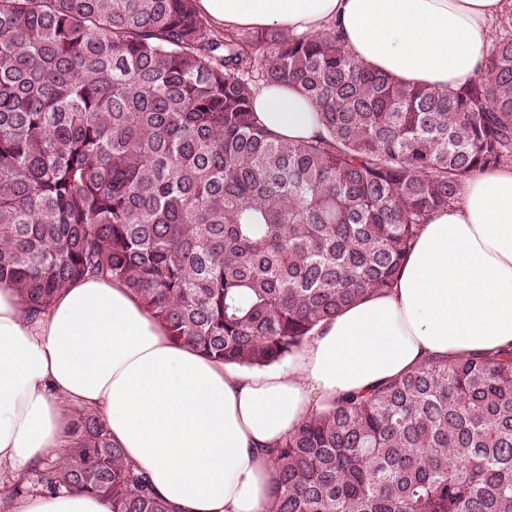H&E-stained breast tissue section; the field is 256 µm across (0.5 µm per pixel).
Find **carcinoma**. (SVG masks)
I'll list each match as a JSON object with an SVG mask.
<instances>
[{
  "mask_svg": "<svg viewBox=\"0 0 512 512\" xmlns=\"http://www.w3.org/2000/svg\"><path fill=\"white\" fill-rule=\"evenodd\" d=\"M322 131L284 141L256 92ZM512 162V35L457 90L410 87L336 35L220 33L195 0H0V283L29 311L124 284L169 338L265 367L393 285L421 226ZM269 512H512V352L428 361L299 425ZM169 512L81 412L32 489ZM254 108L262 126L281 139L307 140L321 131L317 107L295 88L264 87Z\"/></svg>",
  "mask_w": 512,
  "mask_h": 512,
  "instance_id": "obj_1",
  "label": "carcinoma"
}]
</instances>
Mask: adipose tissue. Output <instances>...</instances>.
<instances>
[{
  "label": "adipose tissue",
  "instance_id": "1",
  "mask_svg": "<svg viewBox=\"0 0 512 512\" xmlns=\"http://www.w3.org/2000/svg\"><path fill=\"white\" fill-rule=\"evenodd\" d=\"M224 29L336 32L353 54L407 85L471 82L512 0H197ZM254 108L284 140L321 130L297 89L267 86ZM512 351V165L469 177L433 214L392 286L320 324L287 368L252 372L172 342L121 283L87 278L28 315L0 284V469L55 458L82 411L99 414L171 512H267L271 452L340 398L419 364ZM17 512H112L107 498L36 492Z\"/></svg>",
  "mask_w": 512,
  "mask_h": 512
}]
</instances>
